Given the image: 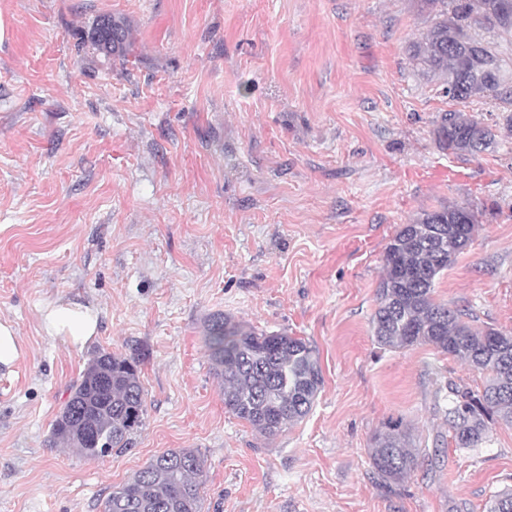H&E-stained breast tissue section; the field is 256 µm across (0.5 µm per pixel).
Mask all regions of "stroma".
<instances>
[{"instance_id": "35a3bbf8", "label": "stroma", "mask_w": 512, "mask_h": 512, "mask_svg": "<svg viewBox=\"0 0 512 512\" xmlns=\"http://www.w3.org/2000/svg\"><path fill=\"white\" fill-rule=\"evenodd\" d=\"M102 13L133 31L128 63L80 62ZM413 0H0V512H101L155 456L205 460L201 512H484L512 488V425L456 447L448 386L485 376L433 345L374 341L385 249L424 210L479 214L435 298L512 334V104L476 156L439 150L455 109L408 55ZM97 310L76 348L44 305ZM222 313L305 338L324 378L273 439L224 407L203 344ZM142 358L146 414L128 451L86 459L51 426L96 354ZM391 422L422 455L379 486L368 450ZM18 338L14 328L7 323H0V365L11 367L19 355Z\"/></svg>"}]
</instances>
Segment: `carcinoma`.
Segmentation results:
<instances>
[{"label": "carcinoma", "instance_id": "cac0c4a2", "mask_svg": "<svg viewBox=\"0 0 512 512\" xmlns=\"http://www.w3.org/2000/svg\"><path fill=\"white\" fill-rule=\"evenodd\" d=\"M416 5L430 24L410 43L412 61L436 75L455 101L499 98L506 71L497 54L473 39L468 28L478 23L511 32L512 0H416ZM130 47L127 26L103 14L77 44V53L110 61L128 57ZM434 136L441 151L457 157L478 155L496 143L492 127L457 110L440 113ZM475 224L474 210L453 204L424 210L402 225L386 247L372 318L373 336L382 347L431 344L488 372L481 392L448 386L445 417L459 448L480 447L497 420L512 423V335L475 328L466 321L469 313L433 297L436 278L470 245ZM203 342L223 385L225 407L260 436L274 437L311 411L323 376L315 350L304 339L259 333L214 314L207 320ZM140 365L135 354L95 356L52 424V445L73 448L86 458L97 457L95 448L102 446L110 454L125 451L146 413ZM417 451L401 424H388L373 438V474L389 487L403 482ZM204 476L199 453L169 450L113 487L102 512H200ZM486 512H512V488L495 493Z\"/></svg>", "mask_w": 512, "mask_h": 512}]
</instances>
